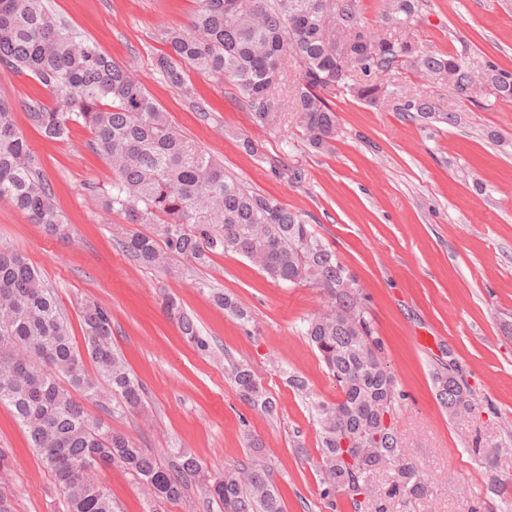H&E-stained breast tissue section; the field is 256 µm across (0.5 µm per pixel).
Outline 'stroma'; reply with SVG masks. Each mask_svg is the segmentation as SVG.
Segmentation results:
<instances>
[{"label":"stroma","instance_id":"obj_1","mask_svg":"<svg viewBox=\"0 0 512 512\" xmlns=\"http://www.w3.org/2000/svg\"><path fill=\"white\" fill-rule=\"evenodd\" d=\"M55 13L100 50L130 66L184 135L223 161L255 191L301 213L358 276L385 359L406 395L395 424L410 462L429 480L426 495L389 512H512V102L459 98L446 85L406 71L393 84L458 112V124L411 117L395 105L334 99L332 150L310 149L294 112L280 124L253 125L236 87L189 72L190 93L170 86L155 58L164 28L185 23L196 0H51ZM413 37L433 54L467 50L475 62L512 72V0H426ZM0 96L52 190L68 241L48 236L0 201V246L22 252L55 288L77 346L81 311L94 301L112 312V344L145 388L144 413L112 421L115 430L158 454L185 448L208 467L246 461L257 440L274 464L285 512H324L317 472L318 436L304 398L288 383L304 377L317 396L339 393L305 336L304 319L324 305L318 289L288 286L227 253L209 264L176 258L146 268L118 243L123 216L104 212L87 187H108L112 173L90 148L89 128L72 125L53 142L32 129L24 100L45 98L30 77L0 66ZM204 102L200 115L195 102ZM251 138L256 155L240 138ZM232 293L251 313L241 325L210 299ZM176 295L211 342L202 353L163 313ZM455 358L471 390L472 410L448 418L430 374ZM248 364L276 403L273 413L245 404L224 371ZM498 449L495 463L485 452ZM0 449L12 469L5 487L15 512H64L63 496L9 407L0 405ZM95 478L117 512H146L142 484L119 466Z\"/></svg>","mask_w":512,"mask_h":512}]
</instances>
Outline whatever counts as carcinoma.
<instances>
[{
	"instance_id": "obj_1",
	"label": "carcinoma",
	"mask_w": 512,
	"mask_h": 512,
	"mask_svg": "<svg viewBox=\"0 0 512 512\" xmlns=\"http://www.w3.org/2000/svg\"><path fill=\"white\" fill-rule=\"evenodd\" d=\"M359 0H198L187 24L166 27V51L156 59L162 77L188 92L184 68L230 80L259 127L276 124V90L294 62V112L316 151L336 141L330 102L348 95L378 106L395 95L385 77L399 70L446 84L462 98L484 86L512 101V73L479 69L466 51L430 54L404 37L425 0H386L378 29L365 30ZM0 64L35 79L56 99L25 103L30 124L43 137L63 141L69 124L93 133L92 150L112 171L109 188L89 187L108 212L125 216L122 248L138 263L164 268L172 258L206 265L231 252L269 278L320 289L323 309L307 320L304 335L317 352L340 398L320 400L306 380L289 376L308 400L318 432L320 498L332 512L344 498L351 512H387L426 492V479L405 457L394 424L403 394L384 358L383 342L368 315L356 275L301 215L277 199L248 189L212 154L180 133L131 69L115 62L54 14L48 0H0ZM402 112L438 115L455 125L458 113L441 112L426 98L408 99ZM15 107L0 97V200H6L52 235L66 224L51 202ZM140 224L153 225L143 233ZM213 302L242 324L251 313L237 297L209 289ZM166 315L197 350L210 341L172 297ZM87 356L74 346L57 293L19 251L0 247V404L9 405L41 462L66 499L67 512H115L112 497L95 482L100 468L119 464L141 480L148 512L183 500L190 486L221 512H284L272 461L261 456L212 473L191 452L172 448L161 458L112 429V418L143 410L145 389L112 347V313L100 304L82 311ZM90 360L96 374L86 369ZM228 375L253 410L271 413L275 402L247 364L231 361ZM440 407L454 418L471 411L469 387L441 362L431 373ZM112 391L105 415L92 416L73 392L93 399ZM389 478L376 490L373 478Z\"/></svg>"
}]
</instances>
